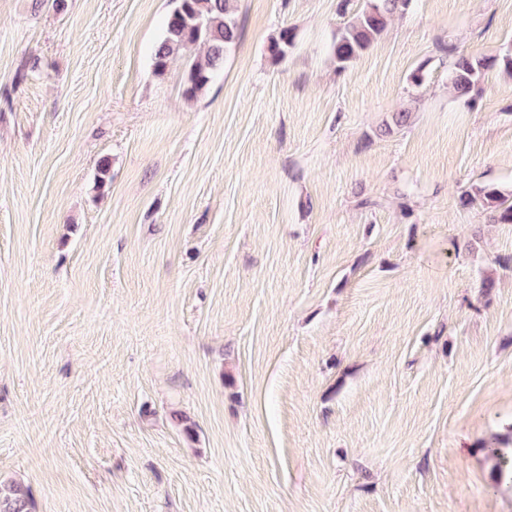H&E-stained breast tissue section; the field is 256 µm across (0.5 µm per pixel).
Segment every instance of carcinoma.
<instances>
[{"mask_svg": "<svg viewBox=\"0 0 512 512\" xmlns=\"http://www.w3.org/2000/svg\"><path fill=\"white\" fill-rule=\"evenodd\" d=\"M410 0H372V3L347 24L333 45L336 65L347 67L366 51L387 28L391 18L405 9ZM239 37L231 0H173L164 34L156 45L153 66L157 74L166 71L172 58L188 47L200 46L203 53L189 59L185 94L195 98L209 86L224 59ZM293 29L284 27L270 38L267 52L272 60L286 56L294 45ZM512 73V51L473 57L457 55L452 63L449 83L459 97L470 94L485 73L495 68ZM465 209L479 208L491 224H512V197L493 184H481L464 191L458 199ZM27 493L16 484H0V512H27Z\"/></svg>", "mask_w": 512, "mask_h": 512, "instance_id": "obj_1", "label": "carcinoma"}]
</instances>
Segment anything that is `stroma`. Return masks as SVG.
<instances>
[{
  "label": "stroma",
  "mask_w": 512,
  "mask_h": 512,
  "mask_svg": "<svg viewBox=\"0 0 512 512\" xmlns=\"http://www.w3.org/2000/svg\"><path fill=\"white\" fill-rule=\"evenodd\" d=\"M66 3L0 0V481L29 512H512V224L458 204L512 192V75L448 85L512 0H411L342 71L367 0H233L194 100L153 69L170 0ZM295 33L293 29L284 27L278 34L270 38L267 45V52L272 60L283 59L288 53V48L294 45Z\"/></svg>",
  "instance_id": "stroma-1"
}]
</instances>
